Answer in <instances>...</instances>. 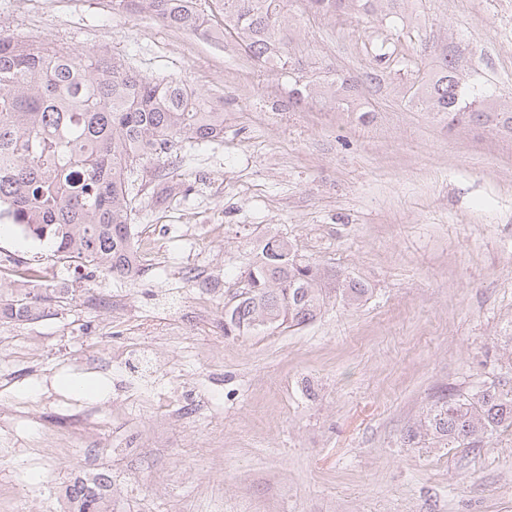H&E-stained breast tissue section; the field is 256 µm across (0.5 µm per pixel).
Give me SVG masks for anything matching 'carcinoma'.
<instances>
[{"mask_svg": "<svg viewBox=\"0 0 512 512\" xmlns=\"http://www.w3.org/2000/svg\"><path fill=\"white\" fill-rule=\"evenodd\" d=\"M123 8L146 9L164 26L183 32L215 27L236 42L259 68L286 69L296 23L288 0H116ZM310 9L334 19L380 18L396 30L404 24L405 0H306ZM345 80L321 88L294 80L288 106L319 105L338 112L354 104ZM449 129L479 125L512 140V109L498 104L489 84L459 73L453 59L438 69L416 71L399 88ZM224 139V113L188 85L143 73L107 52L75 53L63 45L23 40L0 31V223L26 239L52 241L56 263H78L125 279L139 272L132 179L144 162L178 155L188 143ZM245 279L253 296L236 303L245 324L265 314L276 326H299L321 313L336 291L356 302L367 288L355 281L336 288V275L298 254L283 239L268 238ZM37 300L4 304L10 320H32ZM512 427V391L495 385L449 393L427 413L421 430L477 448ZM78 512H100L101 493L76 481L68 488Z\"/></svg>", "mask_w": 512, "mask_h": 512, "instance_id": "cac0c4a2", "label": "carcinoma"}]
</instances>
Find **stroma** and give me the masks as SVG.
Here are the masks:
<instances>
[{
    "label": "stroma",
    "mask_w": 512,
    "mask_h": 512,
    "mask_svg": "<svg viewBox=\"0 0 512 512\" xmlns=\"http://www.w3.org/2000/svg\"><path fill=\"white\" fill-rule=\"evenodd\" d=\"M289 9L292 68L355 79L367 121L290 110L282 72L144 10L0 0V30L123 55L224 114L222 142L140 172L136 279L81 267L51 301L50 246L0 232V303L45 298L38 319H0V512H71L67 486L101 473L103 512H512V429L480 448L407 437L444 390L512 388V140L448 133L398 94L450 55L512 98V0H409L381 65L371 28ZM274 235L368 292L225 335Z\"/></svg>",
    "instance_id": "obj_1"
}]
</instances>
